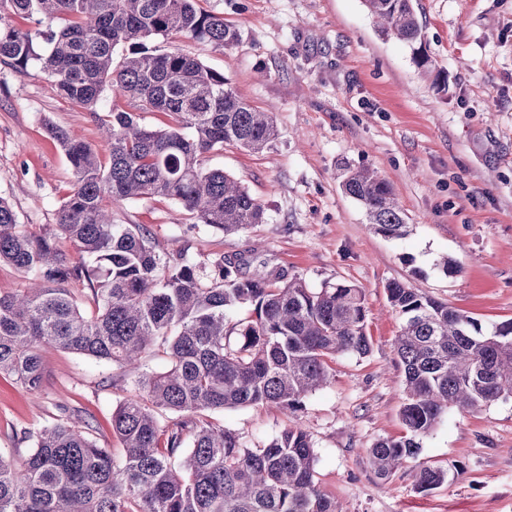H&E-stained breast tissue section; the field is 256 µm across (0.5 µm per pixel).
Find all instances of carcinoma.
Listing matches in <instances>:
<instances>
[{"mask_svg": "<svg viewBox=\"0 0 512 512\" xmlns=\"http://www.w3.org/2000/svg\"><path fill=\"white\" fill-rule=\"evenodd\" d=\"M382 35L413 43L421 29L412 0H363ZM32 26L22 30L13 18ZM190 38L216 49L239 41L224 17L198 0H0V63L20 74L35 67L57 94L86 108L110 145L102 164L71 131L50 125L73 173L56 222L35 234L0 197V263L34 275L0 294V373L37 392L46 375L40 351L58 347L121 370L136 394L112 412L120 453L102 448L94 423L61 405L52 421L22 428L30 445L19 464L0 455V512H343L317 478L316 444L304 428H284L247 447L239 433L204 412L271 406L286 416L330 384V361L365 355V294L348 283L318 290L277 268L251 269L246 255L190 262L161 254L139 224H121L109 203L175 201L196 224L226 233L265 221L260 201L204 158L233 145L259 151L279 131L224 74L151 38ZM129 52L119 62L121 47ZM134 110L103 117L106 84ZM144 112L170 118L163 128ZM343 192L365 210L370 228L402 239L411 225L387 180L346 169ZM72 244L73 261L61 248ZM400 319L394 348L404 372L406 433L369 449L374 474L388 479L418 456L423 438L448 409L476 410L512 397V320L485 332L470 316L400 281L386 285ZM94 314L80 307L82 297ZM163 349L169 368L143 370ZM464 474L457 461L422 465L415 486L428 491Z\"/></svg>", "mask_w": 512, "mask_h": 512, "instance_id": "obj_1", "label": "carcinoma"}]
</instances>
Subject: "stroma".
<instances>
[{"mask_svg": "<svg viewBox=\"0 0 512 512\" xmlns=\"http://www.w3.org/2000/svg\"><path fill=\"white\" fill-rule=\"evenodd\" d=\"M240 40L217 50L179 47L223 72L250 105L270 113L279 137L252 152L207 155L263 204L266 221L227 235L193 223L166 199L123 200L113 210L139 224L160 251L200 260L258 249L259 260L322 288H363L367 355H339L330 384L309 395L298 421L312 434L320 487L344 512H512V398L449 409L417 459L389 479L373 475L368 450L403 434V374L394 349L400 320L386 286L397 280L464 312L483 329L512 320V0H414L421 50L384 39L363 0H199ZM76 132L108 160L87 110L52 91L39 70L0 64V196L30 230L56 221L73 183L70 164L45 126ZM377 170L412 226L391 240L369 227L340 186L343 166ZM460 271L445 275L442 259ZM46 380L31 392L0 376V455L17 459L15 430L50 421L67 404L101 426L99 445L117 448L111 420L133 395L112 364L57 348L42 351ZM224 426L263 444L287 425L262 406L214 411ZM461 462L458 480L420 491L419 465Z\"/></svg>", "mask_w": 512, "mask_h": 512, "instance_id": "obj_1", "label": "stroma"}]
</instances>
